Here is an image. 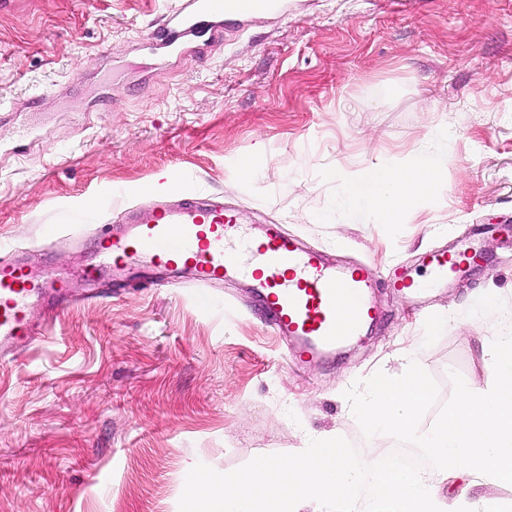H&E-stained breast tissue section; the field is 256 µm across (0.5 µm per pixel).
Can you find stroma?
I'll return each instance as SVG.
<instances>
[{
    "mask_svg": "<svg viewBox=\"0 0 512 512\" xmlns=\"http://www.w3.org/2000/svg\"><path fill=\"white\" fill-rule=\"evenodd\" d=\"M174 0H7L0 6V240L51 275L93 262L95 230L149 206L172 179L223 199L247 226L278 224L336 264L376 271L379 317L334 359L300 367L245 285L160 286L67 308L0 362V512H176L187 473L233 471L336 433L366 438L344 392L413 351L489 388L485 338L512 312V0H288L224 22L186 52L149 43ZM265 148L254 183L241 161ZM435 154L448 184L396 223L341 205L340 174ZM111 200L87 213L89 199ZM63 243L44 248L48 230ZM477 258L425 302L427 255ZM459 496L512 508V485L448 478Z\"/></svg>",
    "mask_w": 512,
    "mask_h": 512,
    "instance_id": "1",
    "label": "stroma"
}]
</instances>
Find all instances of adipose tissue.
Masks as SVG:
<instances>
[{
	"mask_svg": "<svg viewBox=\"0 0 512 512\" xmlns=\"http://www.w3.org/2000/svg\"><path fill=\"white\" fill-rule=\"evenodd\" d=\"M341 180L346 208L364 209L373 218L393 223L445 184L447 172L423 156L407 166L381 163L354 175H342Z\"/></svg>",
	"mask_w": 512,
	"mask_h": 512,
	"instance_id": "1",
	"label": "adipose tissue"
}]
</instances>
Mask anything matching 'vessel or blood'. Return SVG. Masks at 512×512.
<instances>
[{"mask_svg": "<svg viewBox=\"0 0 512 512\" xmlns=\"http://www.w3.org/2000/svg\"><path fill=\"white\" fill-rule=\"evenodd\" d=\"M232 0H179L158 28L165 46H184L200 29L211 40L224 37ZM166 204L146 214L127 209L117 229L98 240L96 261L80 279L93 291L74 292L66 279L47 280L11 256L0 258V360L20 357L40 335L29 320L31 303L50 301L56 309L118 294L123 288L180 284L208 288L246 280L256 290L255 307L291 352L294 364L323 360L359 336L376 319L369 299L374 274L365 263L331 265L280 225L252 230L223 200L187 193L170 182ZM471 249L439 250L426 258L434 282L461 272Z\"/></svg>", "mask_w": 512, "mask_h": 512, "instance_id": "vessel-or-blood-1", "label": "vessel or blood"}]
</instances>
